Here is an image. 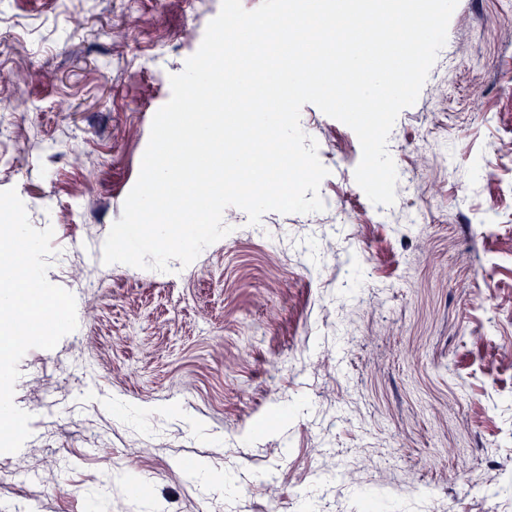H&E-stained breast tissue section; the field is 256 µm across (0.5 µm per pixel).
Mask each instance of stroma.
<instances>
[{
  "instance_id": "obj_1",
  "label": "stroma",
  "mask_w": 512,
  "mask_h": 512,
  "mask_svg": "<svg viewBox=\"0 0 512 512\" xmlns=\"http://www.w3.org/2000/svg\"><path fill=\"white\" fill-rule=\"evenodd\" d=\"M220 9L0 0L20 74L0 190L53 228L47 278L78 321L21 359L30 435L0 469L53 474L30 512H362L377 487L388 512H512V0H459L389 136L410 176L392 206L361 196L355 132L307 104L334 210L255 226L231 206L235 233L189 265L104 264L169 77Z\"/></svg>"
}]
</instances>
